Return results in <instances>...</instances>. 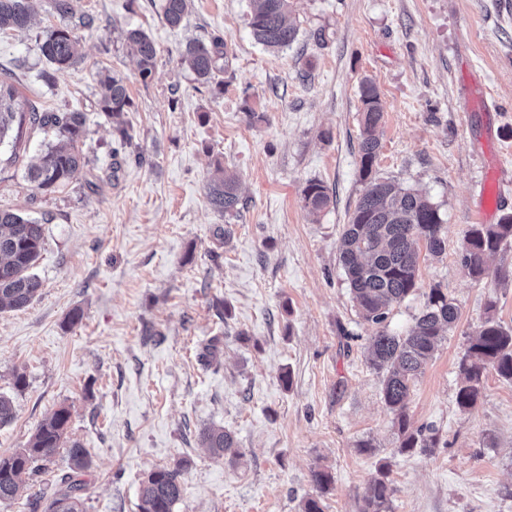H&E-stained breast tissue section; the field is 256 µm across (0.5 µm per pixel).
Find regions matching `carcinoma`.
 Masks as SVG:
<instances>
[{
	"label": "carcinoma",
	"instance_id": "obj_1",
	"mask_svg": "<svg viewBox=\"0 0 512 512\" xmlns=\"http://www.w3.org/2000/svg\"><path fill=\"white\" fill-rule=\"evenodd\" d=\"M188 0H163V16L178 25L186 12ZM249 25L254 38L263 46L280 50L292 45L297 27L288 21L290 0H249ZM28 0H0V31H25L30 27ZM126 40L133 47L139 75L147 79L155 70L158 49L152 38L141 30H130ZM41 56L52 72L73 66L79 58V38L67 27L51 30L39 41ZM228 54L227 41L219 36L210 43L193 41L181 53L185 65L197 80L211 83L223 70L219 61ZM99 105L112 118L120 117L131 105L125 79L108 72L100 78ZM18 98L11 77L0 78V145L4 143L15 117H28L31 125L55 133L58 145H48L29 178L41 190L68 185L83 170L86 159L77 147L85 123L83 113L40 112L33 105L15 111ZM361 174L367 186L345 225L339 262L344 271L352 300L369 323L382 325L390 308L403 301L417 288L420 246L431 256L445 250L442 219L437 206L427 198L398 186L390 179L372 176L379 154L377 128L383 120L376 84L366 80L361 85ZM220 176L208 187L212 207L226 216L239 213L241 203L238 179L217 166ZM305 207L319 212L330 202L328 188L320 181H310L303 190ZM512 239V214H505L497 224H474L466 234L461 264L475 279L488 275L486 260L501 245ZM44 245L43 227L21 214L0 210V311L19 310L37 296L41 281L34 272ZM458 319L457 307L440 288H433L425 308L415 324L403 335L382 329L377 332L370 362L384 372L383 399L393 414L402 437L400 449L434 448L439 439L433 431L410 428L406 413L410 386L432 359L442 332L450 330ZM490 365L498 375L512 381V329H505L489 316L471 340L459 368L464 384L456 402L462 409L473 407L483 388V370ZM11 397L0 394V427L15 419ZM70 413L65 408L45 418L31 436L28 446L8 455H0V503L19 496L23 476L45 474L57 450L66 447L71 473L52 486L42 501L43 512H84L80 495L82 476L91 467L88 449L74 441L65 443ZM201 446L221 458L235 447L233 435L222 428L208 427L199 432ZM181 466L157 468L147 475L139 491L138 512H174L180 501ZM392 488L386 477L376 478L363 497L360 512H388Z\"/></svg>",
	"mask_w": 512,
	"mask_h": 512
}]
</instances>
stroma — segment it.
I'll return each mask as SVG.
<instances>
[{
	"label": "stroma",
	"mask_w": 512,
	"mask_h": 512,
	"mask_svg": "<svg viewBox=\"0 0 512 512\" xmlns=\"http://www.w3.org/2000/svg\"><path fill=\"white\" fill-rule=\"evenodd\" d=\"M161 6L31 0V28L0 32V70L25 99L83 112L87 160L69 185L46 191L28 170L51 136L26 125L18 148L0 146V210L39 220L45 240L37 297L0 312V393L17 411L0 428V455L26 447L65 407L69 437L93 461L85 512H138L141 481L176 464L175 512H301L318 494L317 469L333 476L318 494L324 512H358L382 470L389 512H512V382L486 368L477 404L456 403L475 332L490 315L512 328V240L487 260L505 281L473 280L461 265L488 170L512 169V0H291L298 36L278 51L255 40L249 0H192L176 27ZM58 27L79 37L82 58L47 84L37 42ZM130 29L158 47L149 78L126 44ZM215 35L229 61L219 83L202 84L180 54ZM105 70L125 78L131 98L125 147L100 110ZM368 78L384 112L373 173L429 198L446 244L421 258L416 292L384 327L405 333L434 288L459 311L408 397L411 427L439 436L428 452L400 448L367 356L379 327L360 315L339 264L365 188ZM217 160L240 179L242 206L228 220L207 198ZM314 180L331 197L317 215L302 194ZM226 221L225 244L215 229ZM76 307L83 320L65 329ZM210 425L234 435L237 457L198 445Z\"/></svg>",
	"instance_id": "35a3bbf8"
}]
</instances>
